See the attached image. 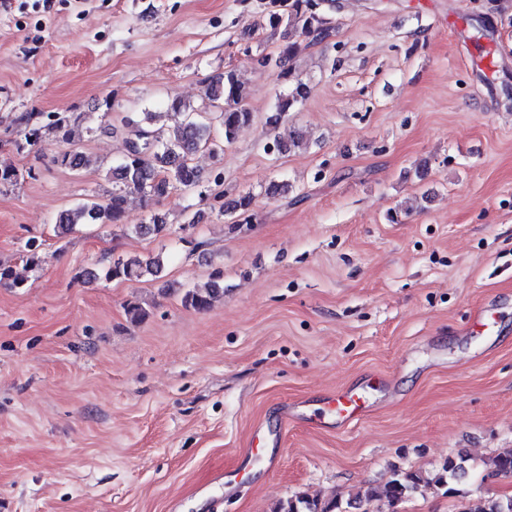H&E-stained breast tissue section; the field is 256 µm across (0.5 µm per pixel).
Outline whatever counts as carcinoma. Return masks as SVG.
<instances>
[{
    "label": "carcinoma",
    "instance_id": "carcinoma-1",
    "mask_svg": "<svg viewBox=\"0 0 512 512\" xmlns=\"http://www.w3.org/2000/svg\"><path fill=\"white\" fill-rule=\"evenodd\" d=\"M341 8L340 0H268V23L274 29L283 30L286 38L276 56H265L266 63L277 69L278 79L287 85V91L278 98L276 112L267 119L274 132L273 148L279 152H290L306 143L305 134L299 128L290 127L284 133L279 132L287 112L308 94L307 85L294 76L290 62L301 46L317 45L335 36V27L327 14ZM246 99V89L236 73L226 71L209 79L201 105L195 106L181 96H173L165 111L144 112L139 118L129 120L134 137L127 142L123 161L109 169L115 184L112 192L103 200L90 199L74 209L61 211L55 222L58 235L73 232L79 224L124 223L128 197L132 194L140 195L146 204L152 205L178 190L198 186L202 176L191 163V155L200 150L212 154L224 151V145L231 143L239 130L251 121L252 113ZM208 107H217L219 111L207 120L199 118V112ZM18 123L19 138L14 141L18 151L35 145L47 133L64 142L70 141L71 120L67 115L26 112L18 118ZM56 162L79 169L90 165L91 159L70 149L60 153ZM252 205L250 194L231 203L236 212V223H251ZM166 230L167 214L158 209L152 210L149 223L135 227V232L144 236L159 235ZM161 267L158 257L118 259L107 268L104 277L138 281L147 275H157ZM220 279L218 272L208 286L185 289L182 303L199 311L209 309L218 297L224 296ZM490 465L496 474L511 477L512 450L493 457ZM466 475L463 462L449 458L432 474L395 469L383 486L371 487L345 502L336 495L323 503L298 498L279 505L274 512H352L360 509L364 502L381 499L394 507L408 500L423 485L436 487L443 491V495L451 497L456 494L454 484ZM455 512H512V495L488 496L463 505Z\"/></svg>",
    "mask_w": 512,
    "mask_h": 512
}]
</instances>
